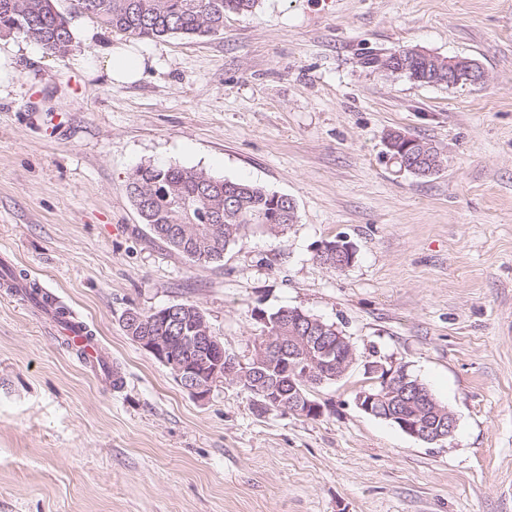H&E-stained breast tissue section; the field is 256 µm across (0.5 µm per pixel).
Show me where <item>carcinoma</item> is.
<instances>
[{
    "mask_svg": "<svg viewBox=\"0 0 512 512\" xmlns=\"http://www.w3.org/2000/svg\"><path fill=\"white\" fill-rule=\"evenodd\" d=\"M85 13L101 25L130 36L158 39L167 36H208L224 32V16L253 12L258 0H79ZM20 34L45 50L66 52L73 46L66 17L53 0H0V31ZM444 56L410 55L394 51L384 57L368 56L366 65L398 71L419 85H448ZM439 149L421 141L414 159L427 165ZM127 192L152 235L172 250L191 258L187 242L170 234L179 224H200L215 209L221 223L214 225L208 257L219 262L247 232L268 233L296 222L288 204L256 184L220 179L203 170L179 166H140L130 175Z\"/></svg>",
    "mask_w": 512,
    "mask_h": 512,
    "instance_id": "carcinoma-1",
    "label": "carcinoma"
}]
</instances>
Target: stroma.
<instances>
[{"mask_svg":"<svg viewBox=\"0 0 512 512\" xmlns=\"http://www.w3.org/2000/svg\"><path fill=\"white\" fill-rule=\"evenodd\" d=\"M11 40L0 252L89 327L116 380L0 287V512H512V0H259L223 34L142 40L158 63L119 86ZM403 48L474 59L486 81L364 63ZM393 130L441 169L401 171ZM149 164L288 195L297 221L191 261L129 198ZM337 238L355 257L333 273L316 256ZM185 301L239 362L281 308L338 326L356 361L310 386L314 419L258 413L228 381L197 398L122 323ZM375 355L455 414L452 437L356 407ZM404 142V146L400 149V144ZM420 143V139L417 137H412L409 135H405L400 133V139L394 140L392 138L387 137V147L390 150V153L386 151L388 157L390 154H393V159L400 160L401 156L407 157V151L410 148L417 146ZM416 153H412L415 161L422 156L421 163L428 166L429 161H433L439 156L440 161L443 162V158L439 149L434 146L432 143L421 139V145L417 146ZM399 152V153H397Z\"/></svg>","mask_w":512,"mask_h":512,"instance_id":"1","label":"stroma"}]
</instances>
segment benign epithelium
I'll use <instances>...</instances> for the list:
<instances>
[{
    "instance_id": "obj_1",
    "label": "benign epithelium",
    "mask_w": 512,
    "mask_h": 512,
    "mask_svg": "<svg viewBox=\"0 0 512 512\" xmlns=\"http://www.w3.org/2000/svg\"><path fill=\"white\" fill-rule=\"evenodd\" d=\"M480 84L486 76L483 68L471 59L461 57L448 59V82H453L460 72ZM420 143V139L402 134L400 139H387V147L398 160L407 156V151ZM185 235L191 237L195 249L192 256L203 261L207 255L198 249L211 236L210 224H188L183 226ZM188 307L172 304L157 313L164 320L166 335L135 337V342L167 367L183 387L199 398L207 396L214 384L226 377L237 376L238 361L224 351L221 341L212 332L203 311L196 307L193 316H187ZM286 325L280 335L263 334L256 342L254 369L243 377L245 389L260 397L256 407L261 411L277 408L293 415L311 417L320 411V406L308 394L309 386L325 382V378L341 379L350 367V356H336V345L346 342L344 334L336 332V343L316 335L318 323L306 318L307 336L297 335L294 317L288 311ZM288 353V387L293 396L288 403L281 402V384L271 383L259 367L270 360ZM368 386L360 390L355 398L356 406L364 413L392 421L404 433L427 444H437L450 438L457 420L452 411L439 406L430 393L417 383H408L405 371L389 367L382 360H373L366 365Z\"/></svg>"
}]
</instances>
